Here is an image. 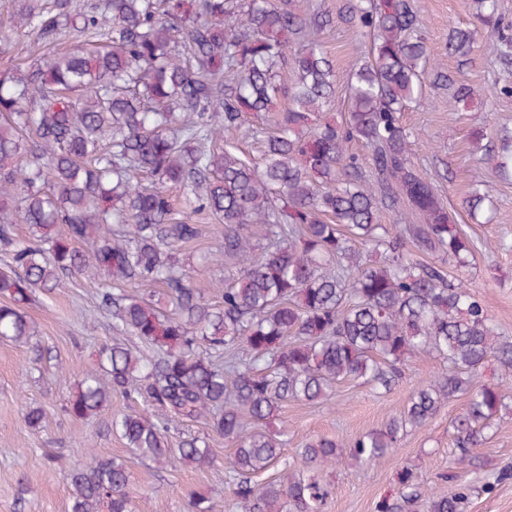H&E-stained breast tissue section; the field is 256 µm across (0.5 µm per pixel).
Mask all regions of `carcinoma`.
Here are the masks:
<instances>
[{
    "instance_id": "carcinoma-1",
    "label": "carcinoma",
    "mask_w": 512,
    "mask_h": 512,
    "mask_svg": "<svg viewBox=\"0 0 512 512\" xmlns=\"http://www.w3.org/2000/svg\"><path fill=\"white\" fill-rule=\"evenodd\" d=\"M474 5L488 57L512 65L499 0ZM339 19L371 40L350 67L341 125L323 118L335 94L321 41L332 19L301 14L295 0H102L89 11L35 0L15 26L70 46L0 74V246L9 253L0 341L30 343L24 305L36 292L70 275L103 281L99 308L145 349L102 346L105 380L79 382L68 414L84 420L114 393L135 396L143 409L112 419V431L158 467L212 466L208 438L173 448L167 437L174 424L205 421L235 445L232 492L243 512H322L326 503L327 486L282 459L285 430H264L290 401L327 404L347 380L389 389L410 359L443 362L381 428L348 445L307 440L301 460L316 469L379 461L459 396L467 406L453 424L454 463L463 465L512 410L499 387L480 381L490 360L512 379V337L478 292L449 277L470 268L476 245L412 161L415 134L403 122L432 74L459 102L474 92L439 71L413 0H347ZM475 41L476 31L455 29L448 53L466 62ZM282 68L294 75L289 87L275 83ZM278 92L288 105L275 129L245 128ZM244 134L263 144L262 166L236 154ZM353 140L369 148L368 161L348 152ZM489 203L478 192L462 201L474 217ZM382 207H407L423 223L392 233ZM15 213L31 230L25 239L14 237ZM207 218L223 226L231 279L214 284L218 307L178 257ZM254 224L267 241L259 259ZM149 283L164 285L155 301L124 292ZM278 465L279 478L259 486L257 475ZM64 477L70 512H135L121 460ZM472 495L463 482L426 495L407 465L377 512L421 498L427 512H466Z\"/></svg>"
}]
</instances>
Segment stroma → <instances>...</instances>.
Instances as JSON below:
<instances>
[{"mask_svg":"<svg viewBox=\"0 0 512 512\" xmlns=\"http://www.w3.org/2000/svg\"><path fill=\"white\" fill-rule=\"evenodd\" d=\"M344 3L296 2L302 14L326 11L337 17L323 42L336 71V94L327 115L339 122L346 113L349 68L369 47L358 26L339 20ZM415 4L435 54L444 58L457 82L471 85L478 95L458 104L447 88L427 86L428 101L411 105L403 114L405 124L415 133L412 158L444 202L458 208L459 224L479 246L466 276L471 287L486 298L499 331L512 336V176L500 175L493 161L472 155L470 143L478 129L491 142L498 133H512V95L499 92L500 87L512 86V65L490 60L479 48L463 65L449 55L448 32L452 28L469 27L476 30L478 40L486 38L472 0H415ZM15 8V0H0V71L24 63L41 50L34 35L10 26L8 17ZM476 179L496 205L494 218L487 224L473 223L460 208ZM199 228V237L184 253L195 265L197 286L216 305L220 299L212 283L224 277L227 269L216 261L202 263L201 258L220 252L221 228L211 220L203 221ZM487 240L496 242L494 251H482ZM101 288L100 281L76 276L66 287L37 292L26 307L35 328L30 344L0 341V512H69L70 490L63 470L88 467L96 455L126 461L136 489L148 499V512H189L193 494L206 498L211 512H241L228 489L226 465L234 455L233 444L210 437L215 455L211 469L190 468L176 461L159 468L131 454L112 431L113 417L141 410L139 401L116 394L91 419L77 420L67 413L76 382L91 375L103 376L98 357L101 345L117 342L134 348L139 344L136 337L115 328L109 313L98 310ZM440 370L439 360L414 358L391 390L344 382L337 386L331 404L288 403L270 428L287 429L284 453L291 460L311 438L350 442L382 427ZM36 407L44 417L40 427L32 430L25 419ZM465 407V398L450 399L427 427L409 431L399 447L376 464L344 463L320 471L319 479L331 486L324 512H376L378 501L395 492L397 474L406 465L415 466L421 485L439 492L448 489L447 475L459 474L476 489L469 512H512V414L503 416L486 433L476 449L478 466L459 471L453 464L451 422ZM498 472L504 473V480L492 491H484L486 478Z\"/></svg>","mask_w":512,"mask_h":512,"instance_id":"obj_1","label":"stroma"}]
</instances>
